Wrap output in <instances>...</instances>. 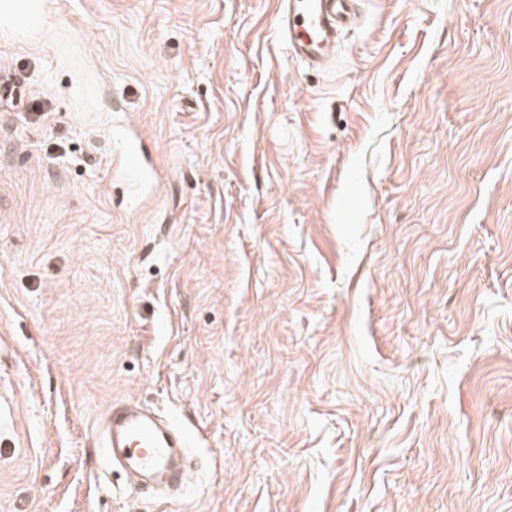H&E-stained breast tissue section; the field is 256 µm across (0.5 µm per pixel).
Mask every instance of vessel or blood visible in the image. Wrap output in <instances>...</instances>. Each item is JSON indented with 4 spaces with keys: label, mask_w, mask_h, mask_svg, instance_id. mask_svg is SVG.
<instances>
[{
    "label": "vessel or blood",
    "mask_w": 512,
    "mask_h": 512,
    "mask_svg": "<svg viewBox=\"0 0 512 512\" xmlns=\"http://www.w3.org/2000/svg\"><path fill=\"white\" fill-rule=\"evenodd\" d=\"M357 14L356 0H279L278 31L289 51L309 67L336 59V42ZM113 464L128 471L140 490L180 484L179 460L189 435L158 413L131 403L113 407L102 433Z\"/></svg>",
    "instance_id": "vessel-or-blood-1"
}]
</instances>
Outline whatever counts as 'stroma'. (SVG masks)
<instances>
[{"instance_id": "obj_1", "label": "stroma", "mask_w": 512, "mask_h": 512, "mask_svg": "<svg viewBox=\"0 0 512 512\" xmlns=\"http://www.w3.org/2000/svg\"><path fill=\"white\" fill-rule=\"evenodd\" d=\"M0 25V512H512V0H42ZM137 401L198 434L130 489ZM357 0H279L278 31L295 57L311 68L336 60V41L354 22ZM189 434L181 427L131 403L113 406L102 433L113 465L128 471L141 491L180 484Z\"/></svg>"}]
</instances>
